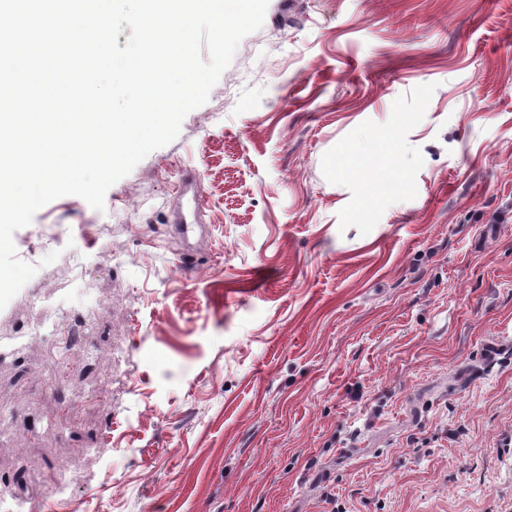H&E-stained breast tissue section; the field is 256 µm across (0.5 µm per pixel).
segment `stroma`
Here are the masks:
<instances>
[{
	"label": "stroma",
	"mask_w": 512,
	"mask_h": 512,
	"mask_svg": "<svg viewBox=\"0 0 512 512\" xmlns=\"http://www.w3.org/2000/svg\"><path fill=\"white\" fill-rule=\"evenodd\" d=\"M13 243L0 512H512V0H268L104 211ZM93 303L74 421L34 328Z\"/></svg>",
	"instance_id": "stroma-1"
}]
</instances>
